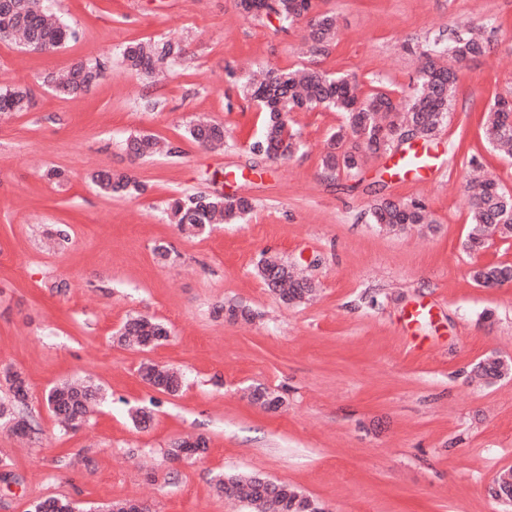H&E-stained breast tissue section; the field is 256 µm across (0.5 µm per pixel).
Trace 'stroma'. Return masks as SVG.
<instances>
[{"mask_svg": "<svg viewBox=\"0 0 512 512\" xmlns=\"http://www.w3.org/2000/svg\"><path fill=\"white\" fill-rule=\"evenodd\" d=\"M314 2L338 19L337 44L318 65L398 97L416 67L407 39L496 19L487 52L460 74L449 126L428 143L427 179L394 176L385 154L357 177L327 178L325 143L342 121L327 110L293 113L302 154L278 163L252 154L263 115L238 97L226 65L310 59L304 25L280 31L242 16L235 0H55L77 39L48 53L0 41V89L32 94L28 111L0 113V368L22 373L38 425L22 440L0 431V512L61 495L79 512L117 501L241 512L214 489L235 471L296 486L327 512H506L489 487L512 470V375L485 384L472 370L491 355L512 365V285L471 282L463 242L471 157L512 191V157L490 152L479 126L494 94H512V0ZM160 38L187 50L165 79L128 72L116 55ZM86 59L105 76L84 94L43 86ZM200 115L223 123V148L187 137ZM461 126L466 147L456 151ZM137 133L177 151L132 159L125 142ZM49 168L67 181L43 178ZM127 169L146 192L110 197L90 180ZM216 191L248 197L253 211L198 236L168 223L170 198ZM383 198L424 200L432 228L380 231L368 211ZM265 251L305 270L311 301L290 306L269 292L256 273ZM231 302L254 321L220 315ZM418 305L430 316L408 323ZM135 315L166 323L168 340L148 352L113 344ZM146 361L183 371L182 390L148 387ZM77 377L101 383L107 401L66 429L44 396ZM258 386L279 392L282 408L254 404ZM143 406L153 421L140 429L130 412ZM191 435L208 438L207 453L172 459V443Z\"/></svg>", "mask_w": 512, "mask_h": 512, "instance_id": "35a3bbf8", "label": "stroma"}]
</instances>
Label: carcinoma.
<instances>
[{
  "label": "carcinoma",
  "instance_id": "cac0c4a2",
  "mask_svg": "<svg viewBox=\"0 0 512 512\" xmlns=\"http://www.w3.org/2000/svg\"><path fill=\"white\" fill-rule=\"evenodd\" d=\"M237 7L254 18H275L287 31L307 19V53L327 56L336 45V17L329 12L314 11V0H240ZM495 29V21L477 30L452 32L435 38L422 47L425 61L413 79L412 92L400 99L383 90L364 92L359 83L347 76L331 75L317 66L269 68L260 78L241 81L234 69L227 70L238 85L242 98L256 102L264 114V129L250 144V151L269 160L288 159L303 149L299 134L291 125L290 113L317 108L341 113L345 121L330 136L322 159L328 177L341 173L358 175L369 159L389 151L397 140L428 141L440 134L450 120L461 69L468 60L484 54L489 46L486 29ZM0 32L19 42L26 50L46 52L62 47L76 37V32L44 3V0H0ZM120 56L126 69L152 74L164 64L175 65L184 56V48L171 40L125 44ZM103 76L98 61H80L60 78L46 77L56 94L74 97L86 92ZM28 93L21 89L0 91V112H25ZM482 134L493 148L512 153V97L501 94L483 110ZM187 137L209 149L224 145V125L199 122L188 127ZM127 150L138 158H149L162 150L177 153V148L162 145L153 134L128 138ZM94 184L107 195L131 196L144 191V185L124 172L100 171ZM470 231L464 248L478 254L491 241L512 240V193L488 176L474 178L468 185ZM170 223L182 231L202 234L213 224H238L253 210L252 201L244 196L221 193H193L172 199L167 207ZM371 221L389 232H403L416 224H431L427 205L416 199H384L375 204ZM257 273L267 288L279 299L300 304L312 295L314 285L298 275L278 255L264 253ZM470 279L483 288H499L512 283V266L475 263ZM230 321L253 319L252 310L236 304L224 307ZM169 336L167 326L152 318L132 317L117 331L114 341L149 351ZM477 375L496 381L509 373L500 359L489 356L476 366ZM139 374L154 390L175 395L183 385V375L174 369L146 362ZM9 386V404H0V421L11 424L13 431L26 436L33 431L29 410V389L21 373L4 371ZM252 396L261 405H281L283 398L262 387ZM103 400L102 387L90 380L63 382L47 394L50 411L64 424L76 428ZM206 449L198 443L176 441L169 455L194 458ZM218 493L244 503L245 512H318L319 504L298 488L269 479L259 472L223 474L215 483ZM31 512H77L75 502L55 496L35 502Z\"/></svg>",
  "mask_w": 512,
  "mask_h": 512
}]
</instances>
